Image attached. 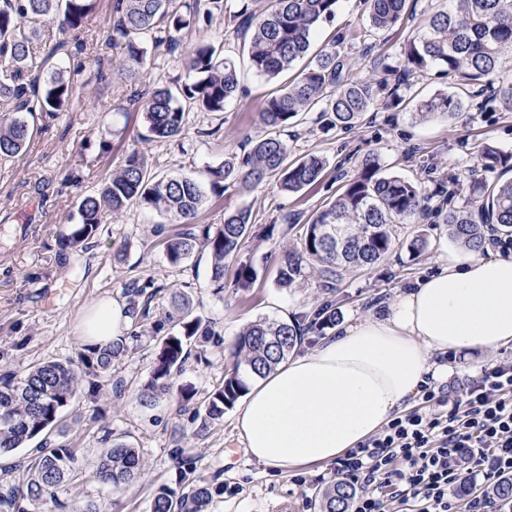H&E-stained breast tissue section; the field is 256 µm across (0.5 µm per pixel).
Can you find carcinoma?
<instances>
[{
	"mask_svg": "<svg viewBox=\"0 0 512 512\" xmlns=\"http://www.w3.org/2000/svg\"><path fill=\"white\" fill-rule=\"evenodd\" d=\"M261 12L242 8L233 15L234 32L247 47L250 69L261 77L276 78L304 59L310 52L320 24L335 16L341 0H270ZM367 21L374 31H387L409 14L410 0H364ZM95 7V0H0V102L7 106L0 115V156L22 152L33 136L27 115L55 114L74 97L75 86L58 69L43 79V69L52 60L68 53L67 43L52 35L44 39L42 51L34 50L37 25L56 21L61 29L82 26ZM183 13L175 0H118L117 18L112 27V74L132 79L144 64L147 45L167 50L180 48L178 34L190 24L187 17L201 14L211 19L224 13V0H191ZM512 51V0H438L426 14L424 23L404 46L406 70L424 73L440 67L462 85L483 80L498 81L499 98L512 106V79L500 75L504 51ZM194 82L177 90L158 87L150 93L130 96L129 105L141 113L146 141H170L182 135L185 108L180 98L209 112H222L226 102L240 90L235 61L224 57L221 44L203 41L183 51ZM379 104L374 83L353 80L346 55L336 50V41L324 44L311 60L281 89L263 102L260 118L268 133L249 141L244 164L226 162L208 174L227 184L255 187L276 177L281 190L297 193L319 179L326 159L308 154L288 160V141L281 131L299 113L319 108L327 124L351 129L364 113ZM461 101L453 95L438 94L422 102L414 112L420 122L436 115L460 117ZM478 161L486 170L512 164V155L486 144ZM477 208H448L446 224L453 239L478 250L486 232L497 226L512 233V180L475 188ZM423 199L420 187L405 178L386 175L377 153L365 155L358 173L347 180L343 192L329 205L318 209L304 225L300 246L283 254L277 269V283L288 288L304 274L305 265L315 263L320 276L330 281L347 268L369 269L384 260L396 247L393 226L416 223ZM207 202L201 181L183 175L160 177L148 168L144 155L128 153L124 164L104 179L100 192L83 197L77 207L78 221L69 242L77 246L99 225L123 216L137 204L166 214L176 224H193ZM251 210L242 207L224 214V224L215 231L206 228L202 236L177 233L165 241L168 261L177 265L198 244L209 249L211 281L224 288V269L234 261L249 232ZM146 284L133 282L126 289L131 323L146 328L157 342V351L148 378L138 390L144 402L178 396L189 402V387H174V375L185 361V347L201 350L220 345L211 323L193 315L181 292L172 296L174 311L149 324L150 305L140 301ZM302 336L300 325L270 319L248 324L236 343L237 361L233 371L208 395L204 409L195 411L192 421L202 428L224 419V411L234 405L247 389L246 378L273 370L293 350ZM127 352L125 341L105 348L85 346L76 358L66 362L47 360L29 370L0 377V453L21 447L57 424L61 412L73 403L82 383L108 375ZM107 443L98 458L89 464L93 477L115 488L141 475L138 449L104 435ZM86 461L68 443L44 440L36 453L22 463L18 483L0 491V512H29L27 504L54 498L57 489ZM175 479L156 489L151 512H209L216 496L224 494V484L212 483L196 473L191 460L176 457ZM354 494L351 485L340 482L321 496L323 512H348Z\"/></svg>",
	"mask_w": 512,
	"mask_h": 512,
	"instance_id": "carcinoma-1",
	"label": "carcinoma"
}]
</instances>
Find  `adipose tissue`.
Returning <instances> with one entry per match:
<instances>
[{"label":"adipose tissue","mask_w":512,"mask_h":512,"mask_svg":"<svg viewBox=\"0 0 512 512\" xmlns=\"http://www.w3.org/2000/svg\"><path fill=\"white\" fill-rule=\"evenodd\" d=\"M128 322L125 305L106 298L81 335L105 346ZM510 345L512 257L447 249L394 299L250 378L235 429L253 462L271 470L330 464L408 409L426 382L447 378L448 353Z\"/></svg>","instance_id":"adipose-tissue-1"}]
</instances>
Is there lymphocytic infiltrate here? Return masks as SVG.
<instances>
[{"label":"lymphocytic infiltrate","instance_id":"f902f5d3","mask_svg":"<svg viewBox=\"0 0 512 512\" xmlns=\"http://www.w3.org/2000/svg\"><path fill=\"white\" fill-rule=\"evenodd\" d=\"M512 476V360L483 369L461 396L424 385L420 407L386 426L336 464L339 481L356 494L350 512H504L473 493L460 501L463 479L496 482Z\"/></svg>","mask_w":512,"mask_h":512}]
</instances>
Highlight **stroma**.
<instances>
[{
  "mask_svg": "<svg viewBox=\"0 0 512 512\" xmlns=\"http://www.w3.org/2000/svg\"><path fill=\"white\" fill-rule=\"evenodd\" d=\"M115 0H97L85 24L65 35L70 52L62 64L76 95L56 117L36 116L37 127L20 154L0 159V375L18 374L44 360L75 358L83 345L80 324L101 299L123 297L131 280L153 286L151 319L170 308L172 289L188 292L193 312L212 322L223 339L219 348L199 355L189 347L177 381L191 385L195 396L188 409L176 399L145 406L138 389L154 359L149 337H127L128 353L111 375L98 378L95 388L81 386L73 404L63 410L50 437L78 448L93 462L104 433L138 448L144 471L140 478L115 489L79 473L58 489L55 498L30 506V512H73L76 504L94 503L104 512H150L156 488L175 477V454L192 458L205 478L222 482L223 496L214 498L210 512H319L314 501L333 485V465L283 473L264 470L249 458L234 430V410L222 422L196 431L191 422L208 393L234 364L240 331L260 318L305 325L323 303L336 310L345 324L394 298L408 281L433 271L436 257L450 242L445 222L449 208L474 205L472 184L512 179V170L482 169L476 158L490 143L512 154V110L489 101L480 85L460 87L453 77L436 70L415 78L419 97L441 93L461 97L463 116L456 120L416 122L414 105L405 101L369 111L351 130L326 126L318 112L301 114L283 133L291 158L314 153L327 165L318 182L298 193L281 191L276 179L251 189L240 186L207 190L194 232L219 227L224 215L239 207L252 212V230L242 243L237 264L226 267L223 288L210 280L211 259L204 246L180 265H170L162 241L178 225L156 211L131 207L123 218L99 226L79 246L68 237L74 229L78 201L96 194L105 177L117 170L131 150L144 152L158 174L197 176L224 161H242L246 138L263 134V100L276 83L241 72V90L224 111L198 106L186 111L183 135L176 141L142 142L140 113L127 103L135 91L183 85L187 74L179 53L149 50L135 81L112 78V32ZM242 0H227V15L184 29V45L198 41L223 43L224 53L237 56L239 41L229 22ZM429 0H417L412 17L390 31L368 33L359 0H345L333 19L323 22L321 36H336L351 60L352 78L395 81L405 44L418 30ZM377 152L388 172L418 181L425 196L417 223L395 228V251L371 269H349L332 287H323L318 271L306 268L291 287L276 281L277 262L292 248L309 217L331 202L349 177L356 160ZM425 235L428 248L412 259L408 244ZM252 267L249 287L237 283L238 265Z\"/></svg>",
  "mask_w": 512,
  "mask_h": 512,
  "instance_id": "35a3bbf8",
  "label": "stroma"
}]
</instances>
